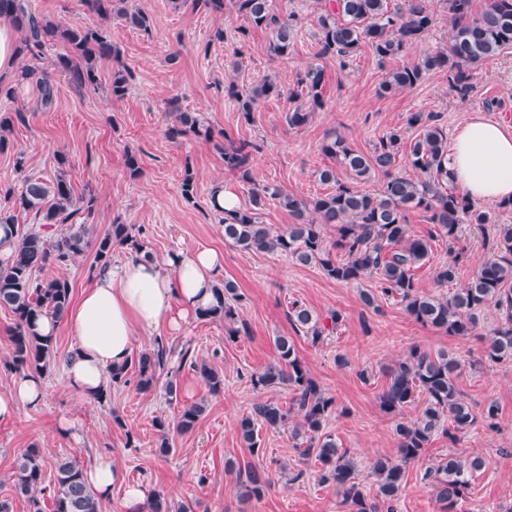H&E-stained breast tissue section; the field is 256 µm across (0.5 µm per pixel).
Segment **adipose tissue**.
Segmentation results:
<instances>
[{"label": "adipose tissue", "instance_id": "adipose-tissue-1", "mask_svg": "<svg viewBox=\"0 0 512 512\" xmlns=\"http://www.w3.org/2000/svg\"><path fill=\"white\" fill-rule=\"evenodd\" d=\"M454 182L476 201L512 200V131L475 115L455 134L448 155ZM224 257L213 249L176 250L164 260L132 257L95 272L66 321L76 346L66 363V381L94 400L109 384L108 368L130 362L139 331L175 330L187 316L216 305ZM44 398L42 377L16 374L0 393V420Z\"/></svg>", "mask_w": 512, "mask_h": 512}]
</instances>
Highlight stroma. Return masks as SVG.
I'll list each match as a JSON object with an SVG mask.
<instances>
[{
  "mask_svg": "<svg viewBox=\"0 0 512 512\" xmlns=\"http://www.w3.org/2000/svg\"><path fill=\"white\" fill-rule=\"evenodd\" d=\"M30 2L47 19L107 28L120 56L97 60V85L78 88L54 66L67 54L66 45L45 44L42 55L50 65L54 104L40 106L33 82L16 87L14 99H0V114L18 108L25 112L24 121L13 122L6 132L9 147L0 152V185L20 187L25 174L51 181L62 170L75 196L95 197L87 221L90 237L110 225L126 224L141 231L158 260L175 250L207 247L220 252L224 266L219 278L235 283L239 318L248 331L232 340L222 321L190 318L167 336L169 343L189 345L193 355L223 373L224 390L217 395L185 368L176 377V400H169L161 388L142 394L134 386L120 385L112 387L110 402L101 405L68 387L62 366H55L45 377L42 403L0 421V501L9 503L10 512H31L12 480L17 460L33 446L42 448L47 460L69 456L87 466L100 453H111L125 481L141 483L149 493L163 494L171 507L185 504L192 512H348L335 487L319 482L315 458L300 455L290 429L260 428L256 455L237 435L239 418L253 404L290 402L287 390H261L251 382L252 374L274 360L278 336L292 337L312 377L335 397L339 411L329 417L323 432L350 450L364 476L375 458L397 452L395 421L378 402L387 367L415 345L430 352H455L462 362L461 392L477 408L496 401L499 427L491 431L473 426L454 445L435 435L425 454L405 470L397 512H444L420 476L432 460L451 450L486 460L454 512H504L512 506L511 362L485 363L480 339L449 336L417 323L398 298L381 296L376 278L338 283L317 266L226 243L223 226L210 208V194L218 184L234 193L242 207L249 206L253 189L267 184L304 199L331 192L319 173L332 164L321 145L333 131L367 153L393 130L412 140L417 131L408 127L407 118L413 112L437 114L450 135L477 113L512 129V47L474 68L467 97L451 91L447 73L438 71L411 88L386 94L381 85L390 71L447 46L451 28L443 0H428L434 23L420 41L386 59L363 46L345 68L335 58L318 54L317 0H272L275 10L299 18L293 46L284 57L270 52L268 32L240 34L244 20L229 8L216 13L193 9L190 0L180 6L172 0H130L153 19L150 31L144 32L115 17L101 19L85 0ZM219 28L224 31L220 40L214 36ZM312 65L325 73L324 106L312 113L307 125L289 127L286 116L298 101L287 91L294 88L297 74ZM118 68L130 73L128 91L120 99L111 90ZM267 77L281 86L282 95L262 100L252 121H241L228 84L243 90ZM173 100L180 110L200 113L213 133L212 142L191 133L176 140L168 137L175 122L169 109ZM227 136L256 144L253 183L225 169L216 144ZM130 153L141 167L135 179L125 167ZM61 154L67 157L63 167L57 164ZM19 160L24 163L20 171L15 168ZM188 168L197 181L191 201L181 193ZM366 292L375 295V308L363 304ZM296 304L323 318L340 313L342 322L324 343L312 344L295 334L288 321ZM363 370L369 382L360 380ZM202 399L207 408L195 429L175 436L173 453L159 456L154 419L175 418L184 405ZM63 421L69 424L64 432L59 429ZM247 466L263 470L271 480L261 500L240 497L237 473ZM300 470L305 473L301 479L296 476Z\"/></svg>",
  "mask_w": 512,
  "mask_h": 512,
  "instance_id": "35a3bbf8",
  "label": "stroma"
}]
</instances>
